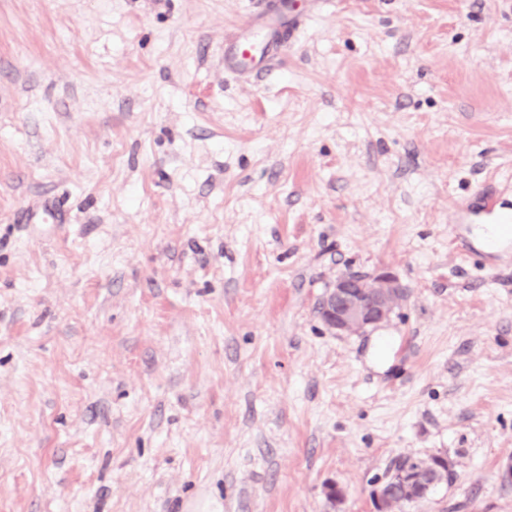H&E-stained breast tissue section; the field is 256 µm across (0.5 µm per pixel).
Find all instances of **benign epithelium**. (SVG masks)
I'll list each match as a JSON object with an SVG mask.
<instances>
[{"mask_svg": "<svg viewBox=\"0 0 512 512\" xmlns=\"http://www.w3.org/2000/svg\"><path fill=\"white\" fill-rule=\"evenodd\" d=\"M405 298L388 272L375 276L340 274L319 306L321 321L335 335L364 334L389 322Z\"/></svg>", "mask_w": 512, "mask_h": 512, "instance_id": "obj_1", "label": "benign epithelium"}]
</instances>
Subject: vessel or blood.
Returning <instances> with one entry per match:
<instances>
[{
    "label": "vessel or blood",
    "instance_id": "obj_1",
    "mask_svg": "<svg viewBox=\"0 0 512 512\" xmlns=\"http://www.w3.org/2000/svg\"><path fill=\"white\" fill-rule=\"evenodd\" d=\"M304 19L288 0H261L253 15L224 38V69L243 80L270 71Z\"/></svg>",
    "mask_w": 512,
    "mask_h": 512
}]
</instances>
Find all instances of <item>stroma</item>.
Returning <instances> with one entry per match:
<instances>
[{
	"instance_id": "stroma-1",
	"label": "stroma",
	"mask_w": 512,
	"mask_h": 512,
	"mask_svg": "<svg viewBox=\"0 0 512 512\" xmlns=\"http://www.w3.org/2000/svg\"><path fill=\"white\" fill-rule=\"evenodd\" d=\"M254 8L0 0V512H376L435 455L403 512H512V0H328L241 81ZM345 271L389 322L327 330ZM405 298L388 272L375 276L340 274L319 306L321 321L334 335L364 334L389 322ZM450 464L448 459H443L437 455L431 457L428 461H412L405 459L398 463L392 473L385 476V482L392 486H397L393 481L400 472L407 473L408 471L414 472L415 475L421 472L430 471L434 473L435 470L439 472V481L448 478Z\"/></svg>"
}]
</instances>
